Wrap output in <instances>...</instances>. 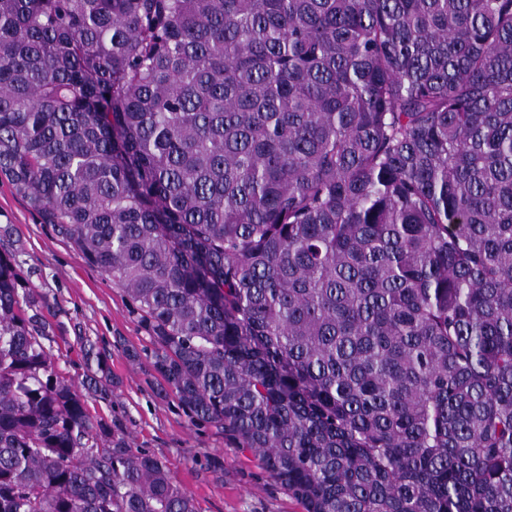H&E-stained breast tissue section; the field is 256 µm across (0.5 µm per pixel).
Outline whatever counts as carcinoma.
Instances as JSON below:
<instances>
[{"label": "carcinoma", "instance_id": "obj_1", "mask_svg": "<svg viewBox=\"0 0 512 512\" xmlns=\"http://www.w3.org/2000/svg\"><path fill=\"white\" fill-rule=\"evenodd\" d=\"M0 172L307 512H512V0H0ZM44 306L0 248V512H196Z\"/></svg>", "mask_w": 512, "mask_h": 512}]
</instances>
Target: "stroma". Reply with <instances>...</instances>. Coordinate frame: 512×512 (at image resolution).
<instances>
[{
    "instance_id": "obj_1",
    "label": "stroma",
    "mask_w": 512,
    "mask_h": 512,
    "mask_svg": "<svg viewBox=\"0 0 512 512\" xmlns=\"http://www.w3.org/2000/svg\"><path fill=\"white\" fill-rule=\"evenodd\" d=\"M0 244L13 250L25 287L48 307L46 347L59 372L81 381L85 344L101 352L112 387L107 399H90L91 412L119 423L133 448L165 461L198 512H305L252 454L230 447L216 427L189 421L154 371V347L123 290L42 223L2 174Z\"/></svg>"
}]
</instances>
